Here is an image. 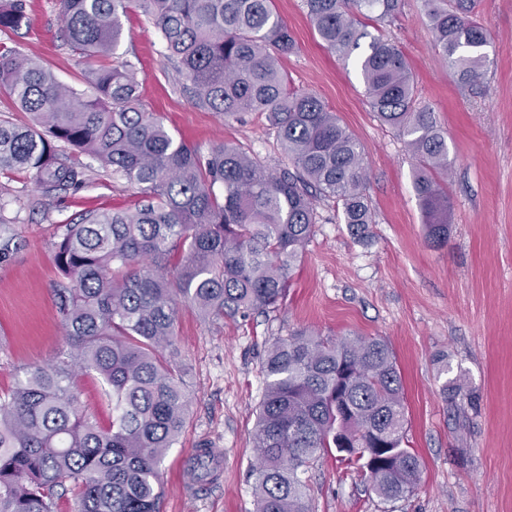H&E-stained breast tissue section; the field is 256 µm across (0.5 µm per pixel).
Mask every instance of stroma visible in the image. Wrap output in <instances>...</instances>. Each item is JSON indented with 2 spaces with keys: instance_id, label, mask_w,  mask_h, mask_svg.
Here are the masks:
<instances>
[{
  "instance_id": "1",
  "label": "stroma",
  "mask_w": 512,
  "mask_h": 512,
  "mask_svg": "<svg viewBox=\"0 0 512 512\" xmlns=\"http://www.w3.org/2000/svg\"><path fill=\"white\" fill-rule=\"evenodd\" d=\"M296 49L280 61L293 88L312 93L364 145L373 222L353 235L333 201H317L319 222L293 271L286 297L249 319L208 320L182 308L179 363L192 398L190 420L164 466L162 512H255L251 470L262 360L276 339L297 329L332 338L377 336L401 372L407 438L421 460L419 484L395 512H512V0H483L490 64L482 80L461 86L433 47L422 0H402L390 23L368 30L392 38L411 64L421 104L447 141L451 168L448 241L434 247L413 191L415 160L399 133L370 108L360 72L328 52L302 0H273ZM28 25L0 33V48L20 49L64 84L87 86V63L61 37L59 0H26ZM118 55L137 69L141 101L176 138L208 151L228 143L272 167L284 156L263 116L227 117L195 106L163 56L162 36L141 9L123 19ZM76 191L29 206L32 177L0 176V210L19 244L0 263V391L25 370L64 350L55 304L62 275L57 227L92 209L133 207L136 186L113 179L90 157ZM464 375L447 403L448 371ZM218 455L213 483L190 475L196 449ZM312 512H381L362 476L336 455L308 473Z\"/></svg>"
}]
</instances>
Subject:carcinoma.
<instances>
[{"label": "carcinoma", "mask_w": 512, "mask_h": 512, "mask_svg": "<svg viewBox=\"0 0 512 512\" xmlns=\"http://www.w3.org/2000/svg\"><path fill=\"white\" fill-rule=\"evenodd\" d=\"M480 0H423L434 48L464 84L484 74L490 44ZM402 0H303L324 45L358 64L371 109L416 159L413 189L427 236L448 240V141L416 99L402 50L367 37L357 16L390 22ZM72 50L98 62L88 95L44 64L0 51V93L29 115L0 119V171L33 176L45 198L86 183L66 149L87 153L142 196L132 210L87 211L58 227L56 260L68 284L57 309L66 349L0 391V512H55L68 489L77 512H160L162 464L189 420L176 324L187 303L202 316L247 318L275 308L317 224L314 196L341 206L361 236L372 213L359 140L319 97L290 87L280 60L295 41L272 0H60ZM140 8L160 29L164 57L196 105L226 117L265 114L288 165L270 169L241 149L207 153L144 110L132 63H112L122 17ZM25 0H0V32L26 23ZM18 243L0 213V262ZM254 429L256 512H311L306 474L336 452L364 475L384 512L410 496L421 462L405 444L407 406L389 344L304 329L275 341ZM94 372L112 397V421H90L74 382ZM199 448L196 480L213 475Z\"/></svg>", "instance_id": "carcinoma-1"}]
</instances>
